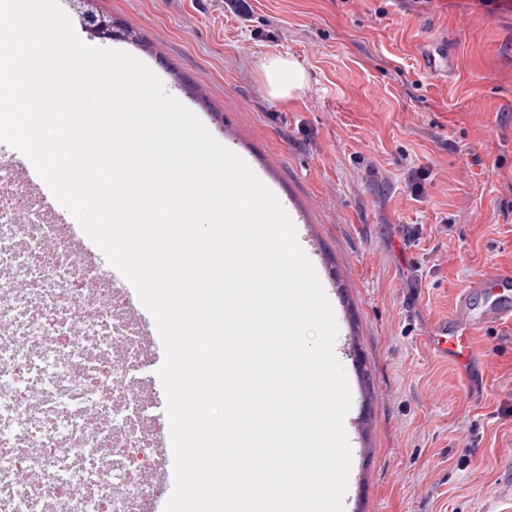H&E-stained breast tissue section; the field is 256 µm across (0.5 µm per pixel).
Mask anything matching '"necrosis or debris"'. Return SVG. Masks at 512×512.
I'll list each match as a JSON object with an SVG mask.
<instances>
[{
	"mask_svg": "<svg viewBox=\"0 0 512 512\" xmlns=\"http://www.w3.org/2000/svg\"><path fill=\"white\" fill-rule=\"evenodd\" d=\"M14 243L15 226L0 210V319L19 331L0 336V512H45L21 475L26 465L55 486L64 512H137L158 494L139 478L154 455L136 432L147 407L128 393L143 360L138 333L123 308L93 300L73 307V292L101 283L98 271L77 272L66 255L48 260ZM19 277L38 286V307L16 294ZM74 323L83 329L76 339L68 333ZM118 341L126 353L119 366L110 359ZM90 415L103 419L94 435L84 430ZM26 441L38 456L18 452Z\"/></svg>",
	"mask_w": 512,
	"mask_h": 512,
	"instance_id": "4bbe7bcc",
	"label": "necrosis or debris"
}]
</instances>
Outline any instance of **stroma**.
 Here are the masks:
<instances>
[{"label":"stroma","instance_id":"1","mask_svg":"<svg viewBox=\"0 0 512 512\" xmlns=\"http://www.w3.org/2000/svg\"><path fill=\"white\" fill-rule=\"evenodd\" d=\"M138 44H83L148 67L165 93L278 198L338 325L351 407L345 512H497L512 483V323L481 337L484 394L438 360L427 335L476 275L512 266V0H95ZM447 50L430 75L424 60ZM296 61L305 84L275 98L262 63ZM429 171L419 197L409 178ZM16 229L37 213L83 242L109 288L134 303L146 356L145 431L177 461L166 349L131 280L46 190L4 196Z\"/></svg>","mask_w":512,"mask_h":512}]
</instances>
